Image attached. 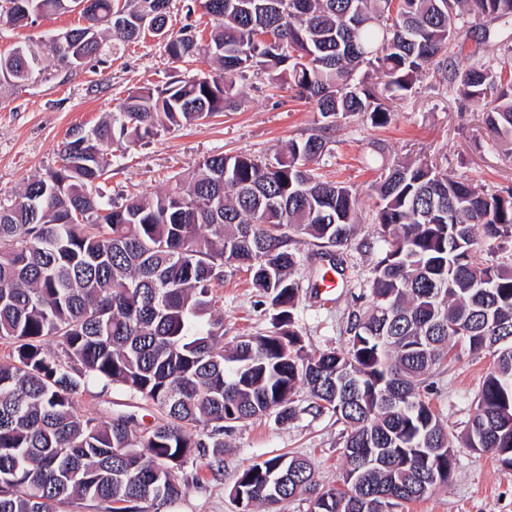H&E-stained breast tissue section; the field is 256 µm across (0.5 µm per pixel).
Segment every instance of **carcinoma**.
<instances>
[{"instance_id": "obj_1", "label": "carcinoma", "mask_w": 512, "mask_h": 512, "mask_svg": "<svg viewBox=\"0 0 512 512\" xmlns=\"http://www.w3.org/2000/svg\"><path fill=\"white\" fill-rule=\"evenodd\" d=\"M139 2L0 0V22L22 27L79 11L87 25L53 41L57 70L69 71L74 46L92 60L110 41L140 38L139 26L118 29L112 19ZM271 2L201 0L214 21L209 42L186 27L166 51L177 62L204 52L216 70L131 92L90 136L71 129L58 167L0 205V345L13 347L0 362V512H61L74 500L167 512L188 460L212 466L205 457L224 452V431L239 422L293 419L302 386L309 410L348 425L343 447L375 453L364 481L378 497L319 490L306 459L282 454L236 480L240 512L259 504L278 512L268 501L275 487L280 503L316 493L310 512H392L451 477L455 454L415 457L455 448L426 381L459 340L494 357L459 443L512 467V265L474 249L477 226L512 245V186L488 192L422 161L381 167L374 221L382 252L370 300L349 315L345 346L309 350L294 320L302 288L342 272V260H329L301 277L297 244L339 250L359 223L356 193L311 168L339 119L365 112L374 126L388 125L385 96L403 98L433 68L462 100L485 105L493 138L512 136V41L495 60L483 47L491 24L512 21V0H283L286 21ZM465 15L483 22L469 49L458 42ZM454 51L468 52L465 67L448 65ZM364 67L377 82L361 76ZM43 74L29 48L0 56L8 84ZM251 74L271 85L288 80L325 123L273 162L211 156L163 193L112 201L106 147L126 151L235 111L237 84ZM76 215L82 223H71ZM240 269L268 306L269 327L226 343L213 289ZM95 385L139 397L160 421L141 430L131 416L79 414Z\"/></svg>"}]
</instances>
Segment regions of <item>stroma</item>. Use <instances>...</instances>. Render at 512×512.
I'll return each mask as SVG.
<instances>
[{"label":"stroma","mask_w":512,"mask_h":512,"mask_svg":"<svg viewBox=\"0 0 512 512\" xmlns=\"http://www.w3.org/2000/svg\"><path fill=\"white\" fill-rule=\"evenodd\" d=\"M82 24L74 12L24 28L0 25V55L31 48L52 74L48 80L0 88L1 204L11 203L28 181L56 166L71 128L92 127L133 90L161 84L171 75L206 73L213 66L204 54L172 62L165 39L149 34L133 43L115 44L109 54L70 73L54 74L53 36ZM238 92L237 111L170 128L125 153L114 151L109 181L113 198L165 191L210 156L284 155L289 141L307 136L320 118L314 105L296 99L285 82L272 86L264 78L251 77L239 83ZM332 148L318 172L357 193L360 223L355 241L342 254V281L328 292L305 289L300 293L296 325L311 350L345 344L348 316L368 291L371 269L380 256L372 246L377 236L372 220L377 195L372 183L379 166L397 158L420 157L447 176L473 180L491 192L512 186V141H489L481 108L461 107L447 81L433 72L423 75L413 93L397 102L387 126H373L362 112L341 120ZM246 278V272H236L215 291L228 342L268 326L260 296L249 288ZM452 353L447 370L431 375L429 399L449 431L457 435L475 411V396L494 357L470 352L462 343ZM308 400L307 391L299 390L296 417L284 424L271 416L237 423L224 435L219 469L186 464L179 474L183 493L169 512H238L231 493L235 481L243 469L275 454L306 457L320 488L338 486L346 467L347 426L335 415L309 412ZM79 411L104 421L131 415L144 429L154 426L159 417L155 409L116 387L83 396ZM393 512H512V468L502 466L493 454L458 448L447 485L432 488L422 499Z\"/></svg>","instance_id":"35a3bbf8"}]
</instances>
